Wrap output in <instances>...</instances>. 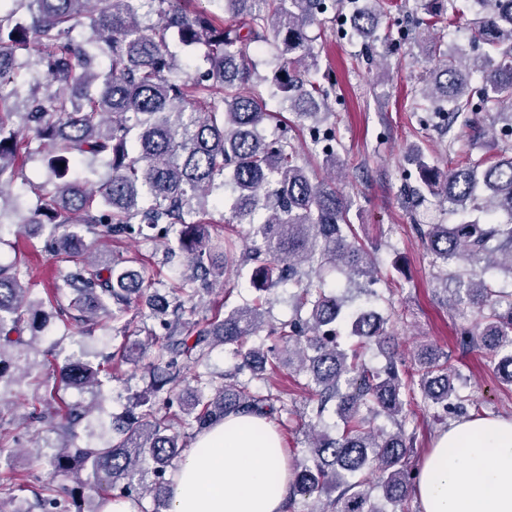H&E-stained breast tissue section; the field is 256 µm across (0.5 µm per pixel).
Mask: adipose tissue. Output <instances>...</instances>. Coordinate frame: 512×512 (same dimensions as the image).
<instances>
[{
	"mask_svg": "<svg viewBox=\"0 0 512 512\" xmlns=\"http://www.w3.org/2000/svg\"><path fill=\"white\" fill-rule=\"evenodd\" d=\"M289 473L269 420L231 415L197 437L168 512H283ZM420 512H512V417H471L440 434L413 487Z\"/></svg>",
	"mask_w": 512,
	"mask_h": 512,
	"instance_id": "ef3b65f1",
	"label": "adipose tissue"
}]
</instances>
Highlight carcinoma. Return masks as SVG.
I'll use <instances>...</instances> for the list:
<instances>
[{"instance_id":"cac0c4a2","label":"carcinoma","mask_w":512,"mask_h":512,"mask_svg":"<svg viewBox=\"0 0 512 512\" xmlns=\"http://www.w3.org/2000/svg\"><path fill=\"white\" fill-rule=\"evenodd\" d=\"M0 10V245L17 254L0 262V383L15 361L36 350L40 304L29 298L30 269L19 245L3 238L5 213L16 212L11 187L24 180L20 159L54 150L67 164L100 162L106 176L96 189L64 179L52 169L31 187L35 205L18 223L51 225V247L81 268L62 274L72 290L56 301V318L68 329L91 336L106 315L116 320L134 303L149 309L153 326L132 328L106 361L117 369H146L153 393H172L194 383V399L180 412L136 397L141 411L113 424L110 440L78 443L75 428L93 406L69 404L60 392L96 389L101 396V364L88 359L49 361L44 395L24 421L46 434L45 456L54 473L70 481L60 489L33 490L41 512H102L85 494L81 475L98 479L106 500H131L138 512L169 507V473L188 444L175 425L202 432L231 413H253L281 421L285 402L263 393L253 380L267 368L286 365L307 377L313 405L308 416L307 454L292 467L296 497L314 498L311 512H382L375 497L404 506L413 480L411 437L405 408L456 413L465 409L463 376L448 364V354L431 343L413 353V367L400 372L392 355L369 368L363 350L392 346L390 315L356 306L373 295L377 260L357 240L350 222L351 201L336 189V148H322L328 180L312 179L309 167L284 132L264 133L278 120L264 94L279 96L300 125L319 132L330 113V89L316 79L319 51L309 33L317 16L343 0H209L241 18L234 28L224 17L200 10L197 0H11ZM458 0H427L421 24L430 28L444 5L458 12ZM475 8L471 52L442 53L420 90L434 113L448 125L462 121L474 141L497 145L512 135V0H463ZM343 19L353 34L379 39L381 0H349ZM273 39L281 66L256 77L250 45ZM204 50L206 69L183 76L169 41ZM58 89L30 91L23 106L13 100L17 76L30 64ZM450 166L443 172L420 149L404 156L415 167L422 188L448 204V211L479 213L482 219L458 224H427L420 236L433 265L452 268L442 277L454 286L455 306L474 314L459 331L463 349L492 352L501 383L512 385V292L488 282L492 270L512 277V146L477 159L448 142ZM231 186L224 199L225 224L249 226L252 277L270 288L288 290L295 316L277 327L267 319L261 298L224 307V316L200 314L195 300L224 285L234 257L233 241L209 236L206 216L214 191ZM504 214L508 221L501 222ZM82 224L98 238L130 237L151 245L156 233L176 236L190 273L159 294L161 263L122 254L103 258L71 227ZM346 276L348 287L326 294L321 270ZM266 332L271 344L252 338ZM145 339H139L141 334ZM224 346L240 360L234 381L212 390L206 372L184 375L185 362L207 366L214 348ZM249 377L241 380L239 376ZM383 416L394 424L375 425ZM60 443L50 441L49 434ZM154 492L152 506L142 503Z\"/></svg>"}]
</instances>
